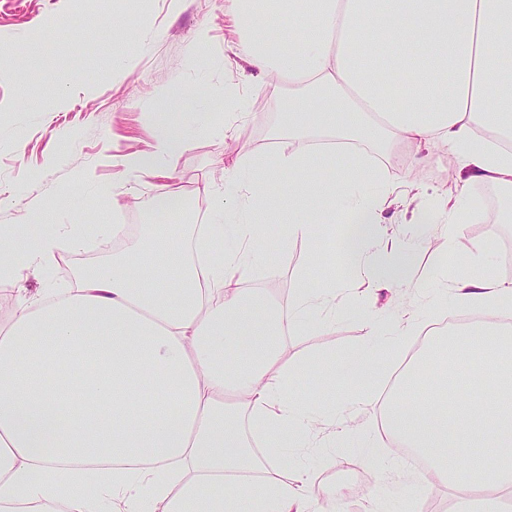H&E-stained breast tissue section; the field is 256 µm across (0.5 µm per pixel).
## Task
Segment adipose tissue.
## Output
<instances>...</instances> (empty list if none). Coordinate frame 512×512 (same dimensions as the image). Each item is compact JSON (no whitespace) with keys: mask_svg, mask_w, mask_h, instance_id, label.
I'll return each mask as SVG.
<instances>
[{"mask_svg":"<svg viewBox=\"0 0 512 512\" xmlns=\"http://www.w3.org/2000/svg\"><path fill=\"white\" fill-rule=\"evenodd\" d=\"M233 2V52L252 78L330 94L289 100L271 152L239 144L224 169L232 192L203 181L187 195L167 180L188 146L194 98L159 91L153 149L129 154L124 176L163 178L159 208L191 195L207 202L208 221L135 235L113 225L111 262L81 271L75 287L20 294L0 321V512H100L83 493L89 475L108 512H326L300 454L321 447L330 421L293 397L284 343L335 307L339 290L400 293L383 257L412 239L391 231L385 213L427 189L386 181L372 153L390 146L413 166L440 147L457 156L456 190L437 191L430 219L465 260L450 285L456 301L486 321L433 337L406 365L386 394L382 431L425 464L407 494L433 481L488 488L481 503L495 512L512 498V332L496 321L512 307V283L466 247L463 231L478 208L469 185L512 200V146L495 139H512V0ZM265 17L287 19L280 39L266 37ZM281 181L287 194H269ZM335 214L348 225L349 283L303 285L284 303L251 287L258 270H275L268 239L317 240ZM85 242L81 224H35L23 238L1 229L0 279L19 281ZM417 323L369 318L368 342L301 365L337 364L355 384L372 372L379 341ZM437 351L472 395L414 405L419 384L438 379Z\"/></svg>","mask_w":512,"mask_h":512,"instance_id":"obj_1","label":"adipose tissue"}]
</instances>
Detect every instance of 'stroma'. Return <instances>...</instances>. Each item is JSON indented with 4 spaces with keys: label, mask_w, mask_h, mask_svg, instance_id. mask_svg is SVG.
Masks as SVG:
<instances>
[{
    "label": "stroma",
    "mask_w": 512,
    "mask_h": 512,
    "mask_svg": "<svg viewBox=\"0 0 512 512\" xmlns=\"http://www.w3.org/2000/svg\"><path fill=\"white\" fill-rule=\"evenodd\" d=\"M231 0H184L180 12L167 9V0H0V227L19 230L29 224H202L204 205L193 202L177 212L154 204L161 179L127 181L121 159L137 151L148 153L157 133L154 94L200 87L194 113L188 117L190 144L171 164L173 182L192 190L199 182L223 185L222 161L231 160L224 147V114L229 96L244 98V116L235 123V141H249L258 152L269 150L271 132L279 127L282 97H302V90L251 79L231 49ZM120 23L130 61L124 72L113 64L112 38L85 39L87 21ZM207 29V41L196 38ZM471 194L482 198L480 220L468 224L465 243L484 248L496 272H503L500 253L489 242L512 238V223H502L507 203L490 187L474 184ZM415 247L406 249L401 274L419 285V293L404 296L402 307L414 310L420 328L400 342L396 353L380 350L376 368L359 388L386 391L405 358L428 344L429 327L464 314L451 296L438 294L444 274H455L448 242L432 225L418 224ZM276 257L275 275L258 273L253 287L268 289L279 301L291 289L319 281L314 253L322 244L292 239L267 243ZM111 251L62 254L50 272L30 270L24 287L36 291L53 284L73 287L90 263L109 261ZM386 295L377 300L343 293L336 300V326L324 334L318 324L289 336L285 362L297 365L312 353L342 354L367 339L365 319L370 311L391 319L396 313ZM360 433L327 439L326 452L313 463L315 491L322 502L347 494L356 504L375 499L384 512H450L457 497L479 498L476 489L454 490L441 484L426 486L408 500L404 481L409 473L403 455L388 471H372L359 485L349 480L363 469L368 439L380 437L381 411L360 412Z\"/></svg>",
    "instance_id": "stroma-1"
}]
</instances>
